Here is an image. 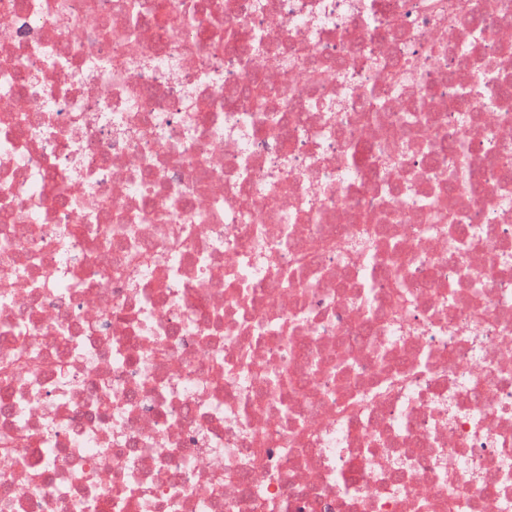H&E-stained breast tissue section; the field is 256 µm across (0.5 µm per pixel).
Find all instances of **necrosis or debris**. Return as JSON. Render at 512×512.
Returning <instances> with one entry per match:
<instances>
[{
    "label": "necrosis or debris",
    "instance_id": "1",
    "mask_svg": "<svg viewBox=\"0 0 512 512\" xmlns=\"http://www.w3.org/2000/svg\"><path fill=\"white\" fill-rule=\"evenodd\" d=\"M477 62L512 0H0V512H512Z\"/></svg>",
    "mask_w": 512,
    "mask_h": 512
}]
</instances>
